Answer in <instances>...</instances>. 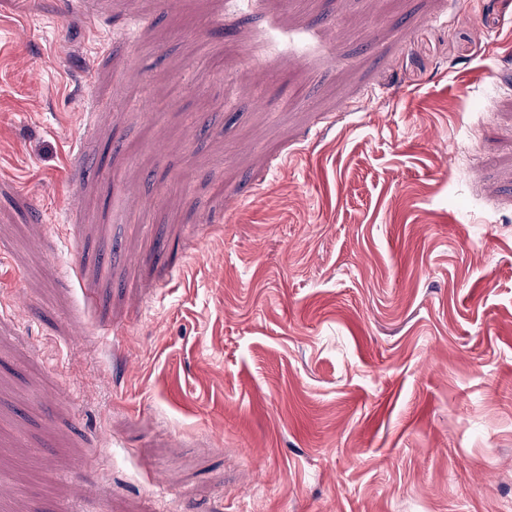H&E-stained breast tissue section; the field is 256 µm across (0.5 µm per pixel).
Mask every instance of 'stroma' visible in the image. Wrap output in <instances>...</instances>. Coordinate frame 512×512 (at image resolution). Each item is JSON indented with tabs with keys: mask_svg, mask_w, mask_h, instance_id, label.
Listing matches in <instances>:
<instances>
[{
	"mask_svg": "<svg viewBox=\"0 0 512 512\" xmlns=\"http://www.w3.org/2000/svg\"><path fill=\"white\" fill-rule=\"evenodd\" d=\"M88 2L0 0V512H512V0Z\"/></svg>",
	"mask_w": 512,
	"mask_h": 512,
	"instance_id": "stroma-1",
	"label": "stroma"
}]
</instances>
